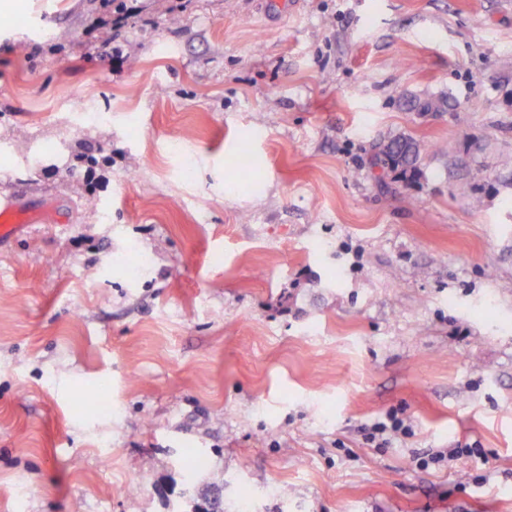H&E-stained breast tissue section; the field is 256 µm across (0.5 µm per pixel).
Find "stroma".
I'll list each match as a JSON object with an SVG mask.
<instances>
[{"label": "stroma", "mask_w": 512, "mask_h": 512, "mask_svg": "<svg viewBox=\"0 0 512 512\" xmlns=\"http://www.w3.org/2000/svg\"><path fill=\"white\" fill-rule=\"evenodd\" d=\"M122 3L0 14V512H512V0ZM421 147L409 136L391 139L375 158V165L383 170L397 172L404 180L415 178L420 172ZM367 431V439L372 443L377 440L381 441L376 443V446L381 447L387 443V436H409L412 434V426L407 417L404 416L403 411L388 410L380 416L370 426L364 428Z\"/></svg>", "instance_id": "35a3bbf8"}]
</instances>
